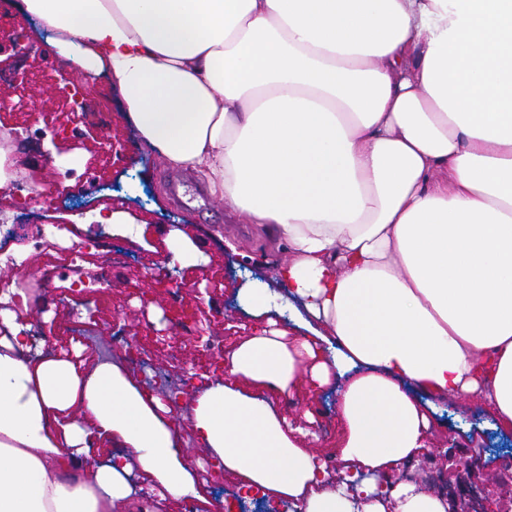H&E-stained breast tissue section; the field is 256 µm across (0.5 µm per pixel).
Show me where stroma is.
<instances>
[{
	"label": "stroma",
	"instance_id": "1",
	"mask_svg": "<svg viewBox=\"0 0 512 512\" xmlns=\"http://www.w3.org/2000/svg\"><path fill=\"white\" fill-rule=\"evenodd\" d=\"M20 2L10 0L9 9L0 10V36L26 23L30 26L29 40L37 47L36 52L15 62L18 71L30 75L26 90L7 82L0 84V97L12 101L22 98L27 103L21 114L27 128L14 134L6 145L20 176L39 193L53 196L52 208L44 212L47 222L74 224L84 235L92 236L97 232L99 215L116 211L138 227L134 235L114 238L125 258L110 268L104 294H79L70 291L69 281H55V293L68 295V306L49 314L42 306H34L24 314V321L41 322L47 347L59 356L73 349L79 357V369L86 373L97 364L99 346L108 344L112 336L125 337L151 362L157 376L155 394L160 398L191 374L201 342L219 343L212 360L221 367L215 380L222 383L230 378L226 366L231 352L243 340L261 334L270 323L287 329L289 337L303 336L293 309L259 314L249 310L238 294L247 284L274 285L275 267L285 260V251L264 249L253 225L229 217L223 201L213 198L194 172L172 170L148 153L127 119V107L118 89L108 78L83 76L78 65L60 59L57 48L40 26L31 23ZM69 82L82 86L89 108L103 112V124L75 123L66 110L64 86ZM48 112L65 126L66 137L50 141L39 135V118ZM73 158L98 160L101 182L83 198V210L78 214L57 196L60 186L55 166ZM176 229L185 234L188 246L198 255L197 261L177 265L172 271L174 282L180 285L177 294L184 307L195 311L196 321L191 338L176 337L159 347L147 339L146 332L153 329L162 333L168 328L171 294L155 283L151 273L166 264L168 236ZM228 236L237 238L238 253L225 249ZM74 324L87 336V344L67 346L64 331ZM354 376V371H347L322 388L305 376L287 392L245 380L239 386L272 403L276 411L285 412L293 426L316 432V439H302L301 445L321 460L346 443L337 401L340 389ZM180 404L181 413L165 415L164 420L176 430L180 459L199 489L194 512H221L228 486L238 485L240 478L228 474L224 487L208 479L204 463L207 452L192 427L194 392L181 395ZM425 412L431 422V453L412 463L409 473L415 482L438 490L437 475L447 469L448 454L468 455L476 448L482 451L476 461L477 475L484 480L498 477L502 455L512 452V427L504 426L480 397H436Z\"/></svg>",
	"mask_w": 512,
	"mask_h": 512
}]
</instances>
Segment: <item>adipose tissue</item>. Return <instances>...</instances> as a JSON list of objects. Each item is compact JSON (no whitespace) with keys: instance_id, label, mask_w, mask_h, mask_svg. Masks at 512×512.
Masks as SVG:
<instances>
[{"instance_id":"obj_1","label":"adipose tissue","mask_w":512,"mask_h":512,"mask_svg":"<svg viewBox=\"0 0 512 512\" xmlns=\"http://www.w3.org/2000/svg\"><path fill=\"white\" fill-rule=\"evenodd\" d=\"M23 4L62 56L111 78L152 155L287 250L278 289L245 298L259 313L301 305L319 330L245 340L230 382L201 387L193 409L241 493L291 512H448L424 485L386 494L369 476L425 451L413 389L480 394L512 425V0ZM328 334L331 359L315 345ZM30 351L0 313V512L140 507L132 457L172 498L197 496L155 397L115 364L85 374ZM356 365L336 484L286 418L234 385L284 391L304 368L326 385ZM95 434L121 446L100 464L86 461Z\"/></svg>"}]
</instances>
